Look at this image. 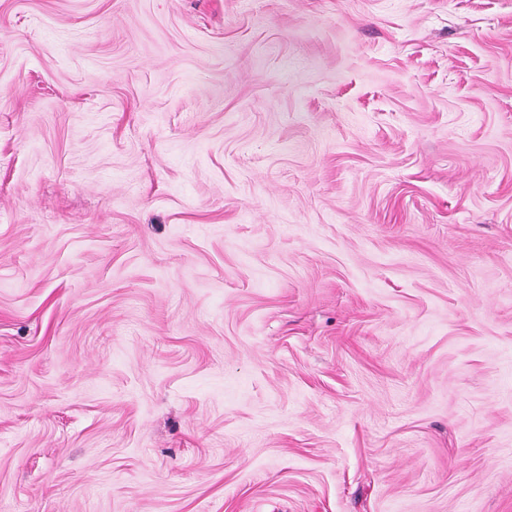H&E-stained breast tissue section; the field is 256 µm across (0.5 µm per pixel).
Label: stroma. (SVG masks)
Instances as JSON below:
<instances>
[{"label":"stroma","instance_id":"obj_1","mask_svg":"<svg viewBox=\"0 0 512 512\" xmlns=\"http://www.w3.org/2000/svg\"><path fill=\"white\" fill-rule=\"evenodd\" d=\"M0 512H512V0H0Z\"/></svg>","mask_w":512,"mask_h":512}]
</instances>
